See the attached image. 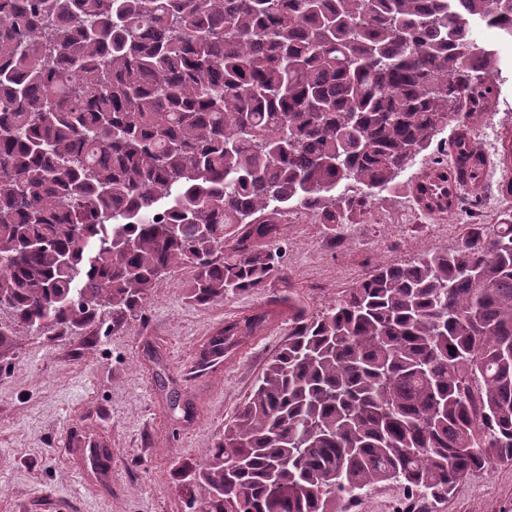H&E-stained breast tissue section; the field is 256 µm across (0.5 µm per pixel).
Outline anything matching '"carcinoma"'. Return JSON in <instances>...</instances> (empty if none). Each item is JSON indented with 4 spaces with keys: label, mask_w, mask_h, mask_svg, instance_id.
Returning <instances> with one entry per match:
<instances>
[{
    "label": "carcinoma",
    "mask_w": 512,
    "mask_h": 512,
    "mask_svg": "<svg viewBox=\"0 0 512 512\" xmlns=\"http://www.w3.org/2000/svg\"><path fill=\"white\" fill-rule=\"evenodd\" d=\"M512 0H0V348L112 327L187 266L202 305L265 287L288 217L366 212L462 108L486 112ZM270 313L228 321V353ZM288 345L185 470L201 512L448 499L512 465V213L378 266ZM411 493L396 482H384L357 499H345L339 512H395L410 502Z\"/></svg>",
    "instance_id": "obj_1"
}]
</instances>
